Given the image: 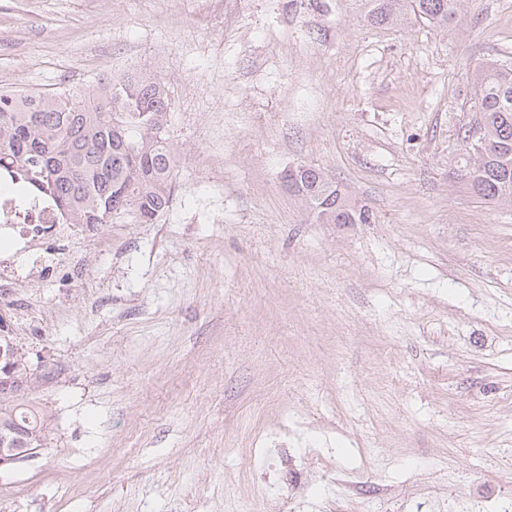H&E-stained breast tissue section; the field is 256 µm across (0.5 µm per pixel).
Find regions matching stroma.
Returning <instances> with one entry per match:
<instances>
[{
    "mask_svg": "<svg viewBox=\"0 0 512 512\" xmlns=\"http://www.w3.org/2000/svg\"><path fill=\"white\" fill-rule=\"evenodd\" d=\"M372 7L0 0V90L156 76L178 161L156 223L10 289L49 428L0 512H512V206L457 176L512 0ZM298 164L371 223H315ZM369 19L377 24L402 18L409 10L429 24L448 28L457 22L462 0H375Z\"/></svg>",
    "mask_w": 512,
    "mask_h": 512,
    "instance_id": "1",
    "label": "stroma"
}]
</instances>
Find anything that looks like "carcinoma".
I'll list each match as a JSON object with an SVG mask.
<instances>
[{"label": "carcinoma", "mask_w": 512, "mask_h": 512, "mask_svg": "<svg viewBox=\"0 0 512 512\" xmlns=\"http://www.w3.org/2000/svg\"><path fill=\"white\" fill-rule=\"evenodd\" d=\"M462 0H375L380 24L408 12L437 27L457 22ZM470 111L481 136L468 147L459 174L488 203L512 204V64L489 61L470 75ZM170 97L158 78L128 75L92 92L0 91V172L52 201L66 224L89 229L129 216L153 224L172 201L176 157L167 138ZM294 193L319 224H367L369 211L351 206L314 165L288 176ZM0 420L29 422L43 441L46 416L37 404H0Z\"/></svg>", "instance_id": "carcinoma-1"}]
</instances>
